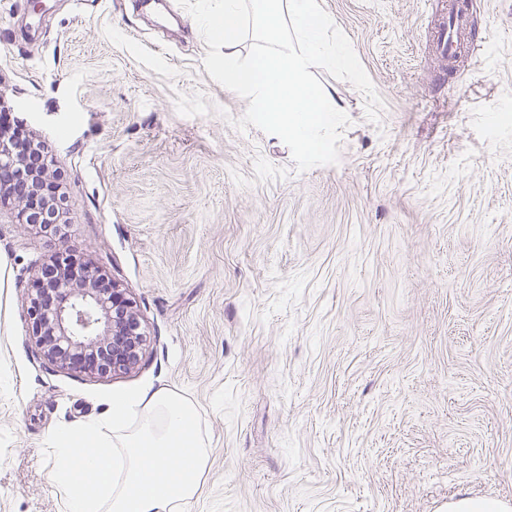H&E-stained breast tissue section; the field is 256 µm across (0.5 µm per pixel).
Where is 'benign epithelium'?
Instances as JSON below:
<instances>
[{"mask_svg": "<svg viewBox=\"0 0 512 512\" xmlns=\"http://www.w3.org/2000/svg\"><path fill=\"white\" fill-rule=\"evenodd\" d=\"M54 190L39 181L13 131L0 127V202L12 198L27 213L48 203ZM71 262L61 252L38 270L27 296L35 344L62 370L100 377L132 370L145 341L136 305L106 274Z\"/></svg>", "mask_w": 512, "mask_h": 512, "instance_id": "obj_1", "label": "benign epithelium"}]
</instances>
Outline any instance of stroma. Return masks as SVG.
<instances>
[{"instance_id":"obj_1","label":"stroma","mask_w":512,"mask_h":512,"mask_svg":"<svg viewBox=\"0 0 512 512\" xmlns=\"http://www.w3.org/2000/svg\"><path fill=\"white\" fill-rule=\"evenodd\" d=\"M383 101L314 74L350 123L337 164L234 119L177 0H0V110L38 140L62 232L0 204V512H65L44 442L143 385L200 410L193 512H448L512 504V0H468L481 46L442 67L441 0H318ZM214 112L180 115L177 94ZM70 252L140 313L128 373L44 361L27 294ZM456 512H510L511 507L496 500L461 498L451 504Z\"/></svg>"}]
</instances>
